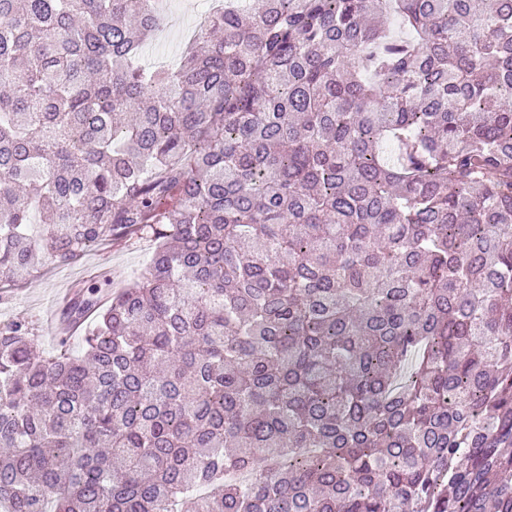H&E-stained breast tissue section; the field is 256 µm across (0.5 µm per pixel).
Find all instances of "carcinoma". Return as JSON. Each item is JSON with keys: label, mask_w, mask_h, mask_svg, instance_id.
I'll return each instance as SVG.
<instances>
[{"label": "carcinoma", "mask_w": 512, "mask_h": 512, "mask_svg": "<svg viewBox=\"0 0 512 512\" xmlns=\"http://www.w3.org/2000/svg\"><path fill=\"white\" fill-rule=\"evenodd\" d=\"M156 2L0 0V301L158 240L82 356L0 325V512H512V0H248L145 69Z\"/></svg>", "instance_id": "1"}]
</instances>
